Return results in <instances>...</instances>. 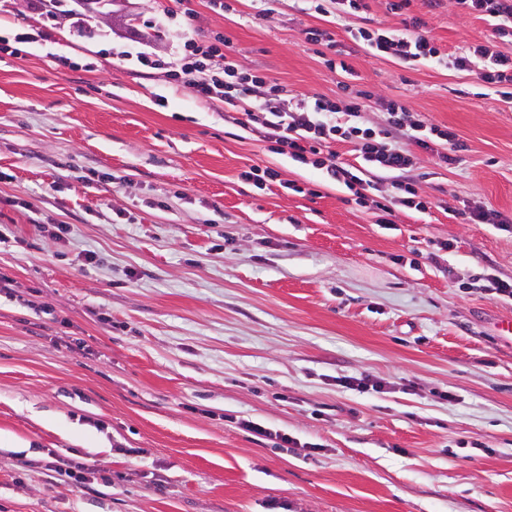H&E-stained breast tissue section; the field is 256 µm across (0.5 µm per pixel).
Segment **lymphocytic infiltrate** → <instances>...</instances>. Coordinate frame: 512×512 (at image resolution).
Masks as SVG:
<instances>
[{"label": "lymphocytic infiltrate", "instance_id": "lymphocytic-infiltrate-1", "mask_svg": "<svg viewBox=\"0 0 512 512\" xmlns=\"http://www.w3.org/2000/svg\"><path fill=\"white\" fill-rule=\"evenodd\" d=\"M466 13L486 20L493 38L512 39V0H456ZM362 41L378 58H394L413 66L432 62L444 68L472 73L490 87L512 86V55L479 46L454 55L442 53L417 16L405 24L404 32L385 28H358ZM224 36L215 33L208 43L187 39L173 60L139 54V64L147 70H164L168 79L180 84L197 100L227 106L225 120L258 134L270 142L274 153L322 170L326 181L344 186L356 204H371L378 223H388L399 209L426 211L428 203L415 188L416 161L413 147L435 151L440 162L452 164L459 148L456 134L445 127L422 131L409 118L401 102L386 104V124L374 129L358 123L359 102L341 105L324 97L301 99L294 112L283 111L276 101L281 85H267L265 77L253 74L233 56L225 54ZM354 147L357 163L342 161L336 143ZM392 178V192L386 201H373L381 175Z\"/></svg>", "mask_w": 512, "mask_h": 512}]
</instances>
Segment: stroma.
<instances>
[{"mask_svg": "<svg viewBox=\"0 0 512 512\" xmlns=\"http://www.w3.org/2000/svg\"><path fill=\"white\" fill-rule=\"evenodd\" d=\"M63 2L0 0V38L41 34L0 49V512H512V301L480 289L512 281V225L469 219L512 222V98L351 35L421 16L453 53L487 44L488 22L454 0L342 20L303 0L266 19L254 0L222 16L191 0L189 18L130 0L132 30ZM216 32L282 109L356 97L380 128L396 100L451 128L455 163L416 152L429 209L375 223L137 62ZM252 166L276 180L243 181ZM365 376L378 389L345 383ZM54 454L96 479L55 484Z\"/></svg>", "mask_w": 512, "mask_h": 512, "instance_id": "obj_1", "label": "stroma"}]
</instances>
